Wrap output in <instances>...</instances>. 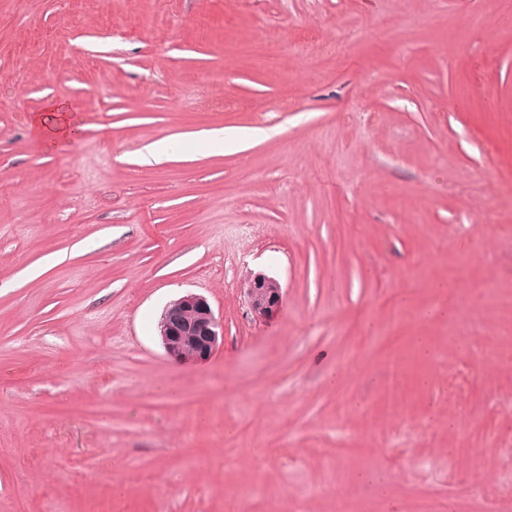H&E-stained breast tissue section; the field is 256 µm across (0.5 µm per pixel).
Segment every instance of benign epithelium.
Here are the masks:
<instances>
[{"label": "benign epithelium", "mask_w": 512, "mask_h": 512, "mask_svg": "<svg viewBox=\"0 0 512 512\" xmlns=\"http://www.w3.org/2000/svg\"><path fill=\"white\" fill-rule=\"evenodd\" d=\"M244 293L251 315L262 320L279 308L283 286L278 279L258 272L248 278ZM157 332L168 357L178 363L202 364L211 359L224 338V324L206 297L188 293L167 304Z\"/></svg>", "instance_id": "obj_1"}]
</instances>
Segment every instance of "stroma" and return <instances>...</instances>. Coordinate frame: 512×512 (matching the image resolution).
Segmentation results:
<instances>
[{
    "label": "stroma",
    "instance_id": "1",
    "mask_svg": "<svg viewBox=\"0 0 512 512\" xmlns=\"http://www.w3.org/2000/svg\"><path fill=\"white\" fill-rule=\"evenodd\" d=\"M504 2L0 0V512H512ZM34 126L37 133L53 145L74 138L80 129L74 119V112H69L63 105L53 106L51 112L36 116ZM244 293L251 315L255 320H262L279 308L283 299V286L278 279L258 272L248 278ZM157 332L168 357L178 363L202 364L224 338V324L205 296L188 293L167 304Z\"/></svg>",
    "mask_w": 512,
    "mask_h": 512
}]
</instances>
